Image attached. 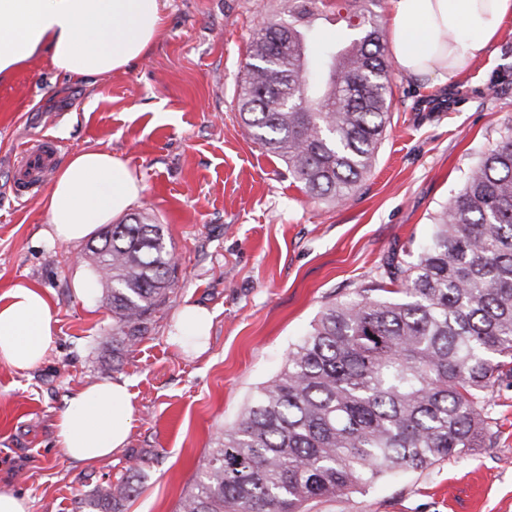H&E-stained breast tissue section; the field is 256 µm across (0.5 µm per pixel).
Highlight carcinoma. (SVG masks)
Returning <instances> with one entry per match:
<instances>
[{
  "label": "carcinoma",
  "mask_w": 512,
  "mask_h": 512,
  "mask_svg": "<svg viewBox=\"0 0 512 512\" xmlns=\"http://www.w3.org/2000/svg\"><path fill=\"white\" fill-rule=\"evenodd\" d=\"M365 0H286L241 66L239 118L305 192L340 205L371 173L390 120L392 64ZM333 18L345 36L309 44ZM411 262L325 305L283 368L199 461L176 512H313L395 470L494 445L489 391L512 377V135L469 168ZM89 249L106 283L112 350H132L175 288L163 225L135 214ZM131 486L96 488L123 512Z\"/></svg>",
  "instance_id": "1"
}]
</instances>
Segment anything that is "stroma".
<instances>
[{
	"mask_svg": "<svg viewBox=\"0 0 512 512\" xmlns=\"http://www.w3.org/2000/svg\"><path fill=\"white\" fill-rule=\"evenodd\" d=\"M161 5L159 38L124 71L68 80L34 60L28 102L0 126V292L17 281L42 288L56 319L40 365L0 364V492L24 497L28 512H85L95 487L125 482L133 491L124 512H174L216 434L282 369L319 311L378 281L389 253H415L468 168L512 131L511 20L447 89L393 74L377 163L350 200L328 204L253 143L238 116L240 63L281 0ZM47 137L61 166L89 148L119 156L144 185L133 212L172 242L177 286L132 352L113 355L102 294L74 290L76 271L92 268L85 243L44 235L49 182L22 200L14 193L21 149ZM188 304L213 316L205 350L172 340ZM110 379L133 395L128 442L97 463H74L56 417L79 389ZM489 397L494 447L393 473L318 512H512V386Z\"/></svg>",
	"mask_w": 512,
	"mask_h": 512,
	"instance_id": "35a3bbf8",
	"label": "stroma"
}]
</instances>
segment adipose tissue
<instances>
[{
    "label": "adipose tissue",
    "instance_id": "obj_1",
    "mask_svg": "<svg viewBox=\"0 0 512 512\" xmlns=\"http://www.w3.org/2000/svg\"><path fill=\"white\" fill-rule=\"evenodd\" d=\"M512 0H391L390 53L399 72L446 87L497 41ZM161 0H0V81L44 55L57 75L88 79L125 69L161 26ZM135 171L111 152L75 155L44 200L49 240L78 243L139 200ZM55 333L49 297L16 282L0 295V362L18 370L41 363ZM133 395L100 380L76 392L56 422L73 461L91 463L124 447Z\"/></svg>",
    "mask_w": 512,
    "mask_h": 512
}]
</instances>
